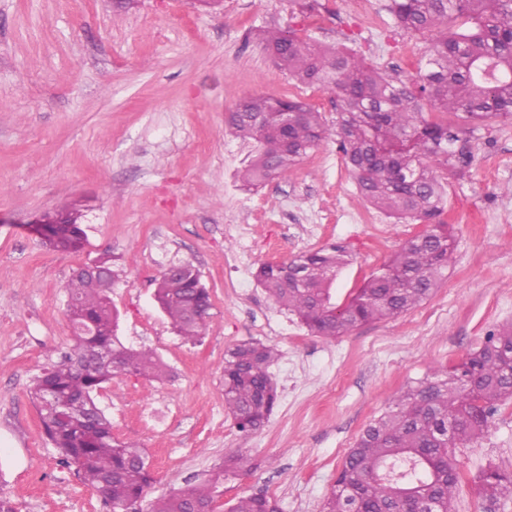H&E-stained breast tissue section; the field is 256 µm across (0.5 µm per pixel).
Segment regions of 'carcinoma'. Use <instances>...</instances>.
I'll use <instances>...</instances> for the list:
<instances>
[{
    "label": "carcinoma",
    "instance_id": "carcinoma-1",
    "mask_svg": "<svg viewBox=\"0 0 512 512\" xmlns=\"http://www.w3.org/2000/svg\"><path fill=\"white\" fill-rule=\"evenodd\" d=\"M389 11L407 31L448 26L417 60L414 81L376 71L349 50L277 31L264 38L265 49L277 54L291 79L336 97V124L327 125L321 112L297 98L288 100V111L300 116L286 130L272 97H248L227 119L237 137L259 144L243 173L246 185L288 174L331 139L366 201L398 222L423 224L341 306L332 302L331 286L347 260L336 247L259 266L256 278L269 298L328 338L395 318L428 300L453 259L443 179L471 166L474 155L448 125L423 118V104L477 124H512V0H390ZM57 215L63 223L49 226L47 241L78 249L84 238L81 213L65 206ZM101 263L105 275L76 270L67 280L74 342L60 362L34 377L31 395L61 464L83 471L85 483L114 506L136 503L154 477L144 449L113 437L96 395L119 376L162 380L165 371L153 350L128 347L116 336L109 293L118 274L110 259ZM155 300L181 336L194 340L204 334L210 296L193 264L182 263L175 279L159 280ZM277 356L275 347L260 342L225 352L224 411L243 432L263 426L274 410L277 387L269 368ZM508 401L512 323L489 331L460 362L396 396L347 452L322 512H452L463 479L457 449L482 438L491 412ZM474 481L486 503L512 498V471L488 464ZM216 484L215 478L208 486L188 484L157 498L152 512L211 505ZM228 512H278V506L264 494L251 495Z\"/></svg>",
    "mask_w": 512,
    "mask_h": 512
}]
</instances>
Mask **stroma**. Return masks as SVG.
<instances>
[{
    "label": "stroma",
    "mask_w": 512,
    "mask_h": 512,
    "mask_svg": "<svg viewBox=\"0 0 512 512\" xmlns=\"http://www.w3.org/2000/svg\"><path fill=\"white\" fill-rule=\"evenodd\" d=\"M0 0V494L17 512H110L75 468L60 464L31 398L33 378L73 344L64 284L78 266L111 256L110 294L125 345L167 365L152 381L123 376L98 403L115 437L144 448L153 501L238 453L249 471L220 485L230 500L279 486L282 512H321L344 458L395 395L459 362L487 331L512 321V124L447 121L475 156L445 180L455 262L432 297L408 312L328 339L311 333L257 284L255 270L331 245L350 262L332 285L336 304L418 225L394 222L361 198L333 141L283 179L244 188L254 147L226 118L249 96L298 98L335 123L331 94L276 67L261 30H292L348 49L407 80L430 33L397 28L388 0ZM85 215L78 250H59L33 227L61 207ZM282 247L269 256L265 244ZM247 264L225 283L226 260ZM192 262L211 307L200 343L184 341L155 301L161 272ZM249 341L280 352L279 394L268 422L239 431L224 411V352ZM464 471L494 462L512 471V403L483 439L459 449Z\"/></svg>",
    "instance_id": "35a3bbf8"
}]
</instances>
